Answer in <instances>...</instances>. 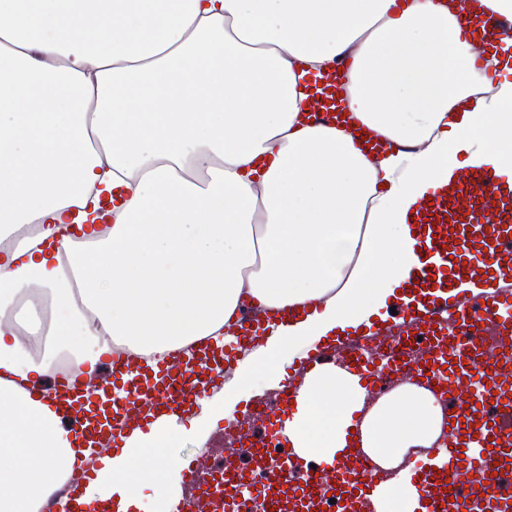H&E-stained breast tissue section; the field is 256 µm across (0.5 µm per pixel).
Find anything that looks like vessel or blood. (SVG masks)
<instances>
[{"mask_svg": "<svg viewBox=\"0 0 512 512\" xmlns=\"http://www.w3.org/2000/svg\"><path fill=\"white\" fill-rule=\"evenodd\" d=\"M475 25L488 43L512 40L511 21L491 15ZM489 179L488 169H469L456 191L423 206L418 283L436 276L450 284L488 275L512 279V193L489 188ZM446 310L457 315L453 326L442 322ZM407 323L410 332L398 341V359L422 348L416 376L448 401L445 461L416 479L422 512H462L475 497L486 512H506L512 488L498 485L496 477L512 467V368H503L512 365V292L456 295L433 302ZM237 361L234 344L209 341L134 369L113 365L114 378H130L123 405L90 401L81 375L57 377L56 398L63 419L76 420L75 431L87 443H113L160 416L190 412L212 384L223 380L225 366ZM367 460L355 448L330 469H314L304 461L297 481L276 472L256 493L270 512H378L380 480L355 481L348 475ZM330 497L339 501L332 511L326 507Z\"/></svg>", "mask_w": 512, "mask_h": 512, "instance_id": "1", "label": "vessel or blood"}]
</instances>
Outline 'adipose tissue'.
I'll return each instance as SVG.
<instances>
[{
    "instance_id": "adipose-tissue-1",
    "label": "adipose tissue",
    "mask_w": 512,
    "mask_h": 512,
    "mask_svg": "<svg viewBox=\"0 0 512 512\" xmlns=\"http://www.w3.org/2000/svg\"><path fill=\"white\" fill-rule=\"evenodd\" d=\"M455 0H0V512H40L90 457L51 377L122 346L219 338L240 301L287 309L239 364L240 389L305 348L369 328L409 289L415 216L466 168L512 192V52L486 54ZM349 59L348 109L387 147L308 124V75ZM289 447L328 464L359 437L394 476L381 512H418L403 467L446 427L409 382L370 399L326 363L301 377ZM163 417L98 458L60 512L174 508L164 456L231 417Z\"/></svg>"
}]
</instances>
